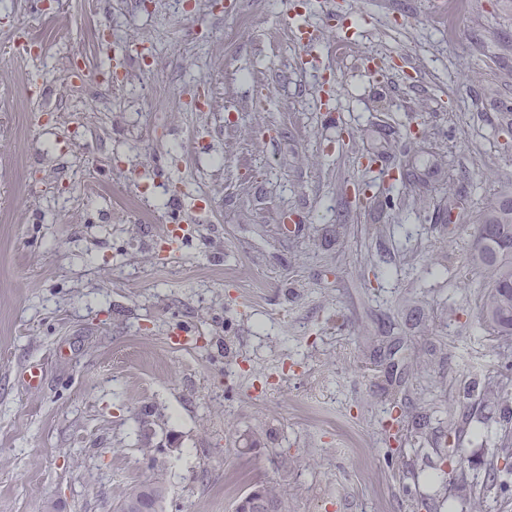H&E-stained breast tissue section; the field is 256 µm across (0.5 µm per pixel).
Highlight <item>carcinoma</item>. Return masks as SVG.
Segmentation results:
<instances>
[{"label":"carcinoma","mask_w":512,"mask_h":512,"mask_svg":"<svg viewBox=\"0 0 512 512\" xmlns=\"http://www.w3.org/2000/svg\"><path fill=\"white\" fill-rule=\"evenodd\" d=\"M474 262L486 283L479 306L478 322L497 340L512 346V206L500 201L484 223L476 226ZM152 493L150 505L163 507L165 482L156 476L148 482L129 487L122 500Z\"/></svg>","instance_id":"carcinoma-1"}]
</instances>
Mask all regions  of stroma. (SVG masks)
<instances>
[{
	"label": "stroma",
	"instance_id": "stroma-1",
	"mask_svg": "<svg viewBox=\"0 0 512 512\" xmlns=\"http://www.w3.org/2000/svg\"><path fill=\"white\" fill-rule=\"evenodd\" d=\"M452 3L0 0V512H512V0ZM495 229L491 238H484L483 229ZM474 262L487 283L479 306L478 322L497 340L512 346V206L498 201L484 224L475 231ZM143 489L150 490L152 493L153 498L151 499V502L149 505L156 506V507L163 509L162 502L164 500V493L166 490V486H165V482H164L163 478L161 477L160 474H158L155 478H153L152 480H149L148 482H144L139 485H134V486L129 487L124 492V494L122 496V500H121V503L119 506V512H125V511H122V506L128 498H130L132 496H136V495L141 497L143 495L142 494ZM235 512H273L264 495L263 487L259 486L241 498L234 508Z\"/></svg>",
	"mask_w": 512,
	"mask_h": 512
}]
</instances>
